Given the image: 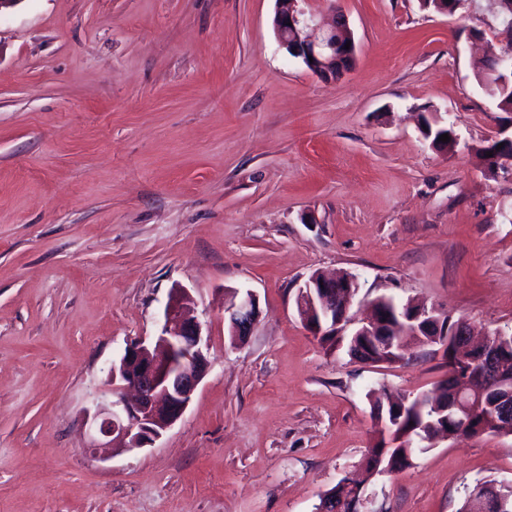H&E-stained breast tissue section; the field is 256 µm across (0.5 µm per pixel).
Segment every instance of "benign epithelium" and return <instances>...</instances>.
Instances as JSON below:
<instances>
[{"instance_id": "1", "label": "benign epithelium", "mask_w": 512, "mask_h": 512, "mask_svg": "<svg viewBox=\"0 0 512 512\" xmlns=\"http://www.w3.org/2000/svg\"><path fill=\"white\" fill-rule=\"evenodd\" d=\"M273 29L281 46L299 60L311 73L324 79H338L352 65L356 45L347 16L337 11L332 18L317 17L306 8L308 0H280ZM350 48H345V45ZM357 278L338 275L325 278L315 274L299 286L296 310L305 328L314 336L326 334L334 325L345 333L355 326L348 318L351 301L356 295ZM190 294L185 288L169 292L163 321L151 341L138 339L126 345L123 353L108 369L110 396L96 403L93 415L87 417L93 454L116 448L134 450L153 446L178 420L191 403L209 369L210 335L190 311ZM372 317L360 322L366 336H404L411 326L422 321L437 322L436 307L407 303L404 308H389L381 299L371 301ZM260 316L259 297L249 288H232L224 299V319L228 323L231 343L244 342ZM448 380H456L451 389L452 407L470 417L486 408L493 423L512 427V416L497 401L486 395L495 392L512 397V371L502 359L499 338L492 336L476 341L462 323L458 324L442 347ZM389 472L375 467L364 480L342 481L335 490L321 495L319 512H373L365 486L376 475ZM472 497L481 501L482 512H505L504 499L497 483L480 482Z\"/></svg>"}]
</instances>
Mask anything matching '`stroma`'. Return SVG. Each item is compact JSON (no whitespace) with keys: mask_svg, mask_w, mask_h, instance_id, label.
<instances>
[{"mask_svg":"<svg viewBox=\"0 0 512 512\" xmlns=\"http://www.w3.org/2000/svg\"><path fill=\"white\" fill-rule=\"evenodd\" d=\"M356 42L323 81L276 39V0H21L0 13V512H315L377 439L369 391L434 388L441 352L373 364L303 326L300 285L512 333V180L480 154L512 112L476 75L506 42L492 0H336ZM448 121L441 152L421 116ZM211 369L154 446L86 452L113 357L172 288ZM262 315L232 345L224 292ZM512 483V436L439 442L370 480L382 512H458Z\"/></svg>","mask_w":512,"mask_h":512,"instance_id":"obj_1","label":"stroma"}]
</instances>
